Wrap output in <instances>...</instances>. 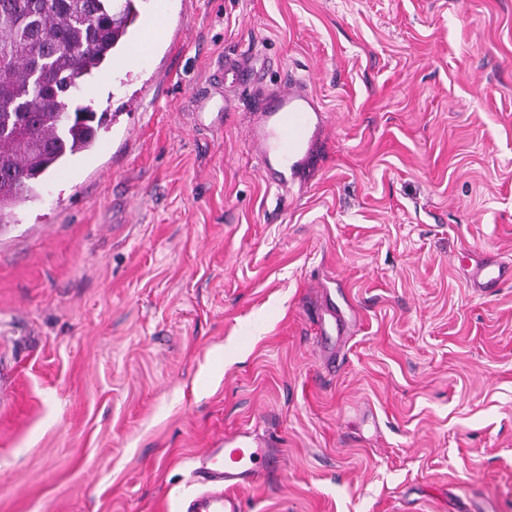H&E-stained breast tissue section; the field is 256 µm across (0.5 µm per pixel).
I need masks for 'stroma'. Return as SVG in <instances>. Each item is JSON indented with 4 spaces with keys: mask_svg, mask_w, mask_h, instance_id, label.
Wrapping results in <instances>:
<instances>
[{
    "mask_svg": "<svg viewBox=\"0 0 512 512\" xmlns=\"http://www.w3.org/2000/svg\"><path fill=\"white\" fill-rule=\"evenodd\" d=\"M118 119L0 226V512H185L241 434L244 512H512V0H136ZM224 54L307 82L305 184L194 126ZM341 323L322 329L318 316ZM236 446L204 449L195 459L194 474L208 489L194 496L186 512H243L237 489L252 486L278 467L270 442H249L241 435Z\"/></svg>",
    "mask_w": 512,
    "mask_h": 512,
    "instance_id": "1",
    "label": "stroma"
}]
</instances>
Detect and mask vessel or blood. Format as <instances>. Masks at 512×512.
<instances>
[{
  "label": "vessel or blood",
  "mask_w": 512,
  "mask_h": 512,
  "mask_svg": "<svg viewBox=\"0 0 512 512\" xmlns=\"http://www.w3.org/2000/svg\"><path fill=\"white\" fill-rule=\"evenodd\" d=\"M215 78L231 88H250L258 72L251 61L234 55L221 58ZM324 113L301 80L292 78L260 92L248 131L250 144L266 178L285 186L313 175L323 162L317 139ZM279 455L269 443L239 440L236 446L204 449L194 473L206 489L194 496L186 512H243L239 488L252 486L278 467Z\"/></svg>",
  "instance_id": "1"
}]
</instances>
